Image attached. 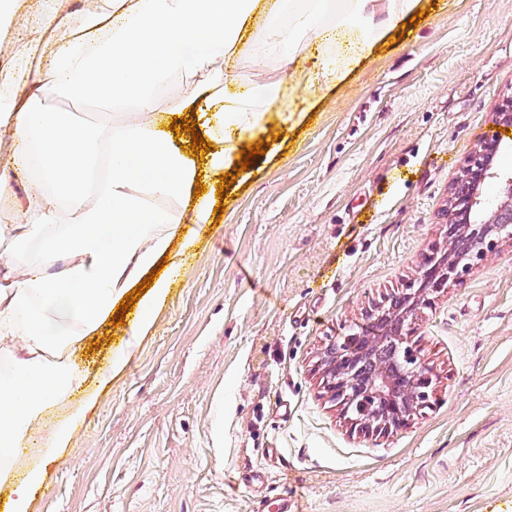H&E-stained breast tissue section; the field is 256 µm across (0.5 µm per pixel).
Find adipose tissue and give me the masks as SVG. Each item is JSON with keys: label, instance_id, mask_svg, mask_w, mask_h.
Wrapping results in <instances>:
<instances>
[{"label": "adipose tissue", "instance_id": "ef3b65f1", "mask_svg": "<svg viewBox=\"0 0 512 512\" xmlns=\"http://www.w3.org/2000/svg\"><path fill=\"white\" fill-rule=\"evenodd\" d=\"M419 0H88L72 22L52 14L42 66L57 87L130 111L97 134L39 104L26 60L0 73V142L10 168L39 159L24 209L0 225V336L21 354L0 369V475L34 420L83 378L72 354L156 267L182 225L211 223L213 186L243 145L298 114L283 80L241 85L244 38L257 30V65L276 62L304 85L336 83L342 63L367 60ZM178 96L158 111L159 88ZM192 113L211 148L181 146L170 125ZM207 192L195 195L196 182Z\"/></svg>", "mask_w": 512, "mask_h": 512}]
</instances>
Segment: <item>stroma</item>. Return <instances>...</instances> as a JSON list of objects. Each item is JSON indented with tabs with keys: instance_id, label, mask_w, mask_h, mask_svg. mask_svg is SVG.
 Masks as SVG:
<instances>
[{
	"instance_id": "obj_1",
	"label": "stroma",
	"mask_w": 512,
	"mask_h": 512,
	"mask_svg": "<svg viewBox=\"0 0 512 512\" xmlns=\"http://www.w3.org/2000/svg\"><path fill=\"white\" fill-rule=\"evenodd\" d=\"M307 119L225 191L220 222L183 227L151 332L106 325L73 390L35 425L70 443L17 462L29 512H512V243L437 295L412 340L433 368L428 408L401 429L350 425L317 367L329 339L384 303L446 235L450 186L512 96V0H421ZM42 104L101 128L117 110L43 79ZM55 497H47L48 489Z\"/></svg>"
}]
</instances>
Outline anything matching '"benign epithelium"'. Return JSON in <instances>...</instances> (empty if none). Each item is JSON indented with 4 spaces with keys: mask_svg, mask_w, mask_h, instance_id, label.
Segmentation results:
<instances>
[{
    "mask_svg": "<svg viewBox=\"0 0 512 512\" xmlns=\"http://www.w3.org/2000/svg\"><path fill=\"white\" fill-rule=\"evenodd\" d=\"M512 154L511 145L496 143L477 148L463 167V176L469 180L468 194L455 202L459 210L474 216L470 224L460 226L464 236L473 239L474 250L465 262L454 257L455 241L449 238L442 249L427 256L419 273L406 283L403 306L389 313L406 323L405 334L396 337L404 356L410 363L415 378L414 386L391 391L393 372L382 354L383 333L364 337L363 352L370 354L373 364L372 382L367 387L358 383L355 358L357 345L350 337L358 334L363 324L356 321L346 333L345 352L325 350L320 361L324 382L331 396L340 404L353 423L381 429L405 425L413 414L429 405L432 396L431 369L420 356L410 339L412 324L420 310L431 304L433 296L450 283L459 281L463 274L497 250L500 244L512 241V167L503 165L505 156ZM494 192L488 193V187Z\"/></svg>",
    "mask_w": 512,
    "mask_h": 512,
    "instance_id": "benign-epithelium-1",
    "label": "benign epithelium"
}]
</instances>
